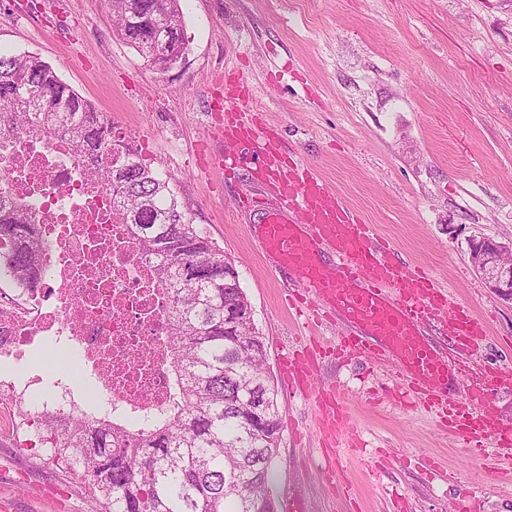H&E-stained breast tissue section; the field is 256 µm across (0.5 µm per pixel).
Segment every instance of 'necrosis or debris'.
Here are the masks:
<instances>
[{
  "mask_svg": "<svg viewBox=\"0 0 512 512\" xmlns=\"http://www.w3.org/2000/svg\"><path fill=\"white\" fill-rule=\"evenodd\" d=\"M0 185L24 204L44 271L0 286V359L11 365L0 380V412L9 414L18 448H44L43 418L70 429L87 402L137 435L176 401L171 294L118 222L111 189L85 182L68 137L0 154ZM43 342L75 351L82 393L59 379L44 385L31 372L27 361Z\"/></svg>",
  "mask_w": 512,
  "mask_h": 512,
  "instance_id": "1",
  "label": "necrosis or debris"
}]
</instances>
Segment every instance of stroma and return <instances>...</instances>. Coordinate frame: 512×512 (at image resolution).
<instances>
[{
	"label": "stroma",
	"mask_w": 512,
	"mask_h": 512,
	"mask_svg": "<svg viewBox=\"0 0 512 512\" xmlns=\"http://www.w3.org/2000/svg\"><path fill=\"white\" fill-rule=\"evenodd\" d=\"M185 62L159 76L123 42L103 0H0V50L38 54L177 186L194 223L234 263L265 337L283 432L274 495L297 486L310 512H512L506 461L471 462L435 414L391 394L388 367L337 359L339 325L317 337L290 317L297 285L275 270L239 201L262 181L201 166L236 142L215 138L217 80L242 79L248 107L288 158L310 166L376 225L398 258L454 290L489 329L458 376L512 425V302L473 270V238L512 240V0H186ZM313 388L341 386L353 444L324 446L319 410L280 362L308 339ZM348 482L337 502L325 469ZM77 476L17 457L0 431V512H95Z\"/></svg>",
	"instance_id": "1"
}]
</instances>
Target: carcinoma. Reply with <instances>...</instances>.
Here are the masks:
<instances>
[{"label": "carcinoma", "instance_id": "carcinoma-1", "mask_svg": "<svg viewBox=\"0 0 512 512\" xmlns=\"http://www.w3.org/2000/svg\"><path fill=\"white\" fill-rule=\"evenodd\" d=\"M184 0H104L119 37L154 73L188 44ZM70 134L74 161L112 189L155 278L169 290L171 377L180 403L152 428L126 438L80 415L77 434L47 420L50 459L83 480L101 512H275L272 463L282 437L278 391L264 367L256 324L229 328L226 310L248 302L239 273L207 230L182 208L170 178L49 63L30 52H0V149ZM0 275L24 280L38 264L19 234L22 209L0 191ZM199 265L206 278L187 274Z\"/></svg>", "mask_w": 512, "mask_h": 512}]
</instances>
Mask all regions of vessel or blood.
<instances>
[{"instance_id": "vessel-or-blood-1", "label": "vessel or blood", "mask_w": 512, "mask_h": 512, "mask_svg": "<svg viewBox=\"0 0 512 512\" xmlns=\"http://www.w3.org/2000/svg\"><path fill=\"white\" fill-rule=\"evenodd\" d=\"M224 136L241 149L215 158L214 168L228 173L248 163L266 174L270 193L248 195L243 208L260 212L258 240L277 256L280 270L298 276L315 297L294 305L295 319L317 318L324 307L336 311L347 324L339 354L390 363L404 399L436 413L472 461H512V426L486 411L484 394L465 386L449 393L448 360L424 337L425 329L451 323L452 349L461 353L485 340L484 322L428 272L394 261L375 226L319 175L298 163L283 167L278 149L258 128L228 129ZM313 398L319 433L332 440L349 426L345 398L337 387L314 391Z\"/></svg>"}]
</instances>
